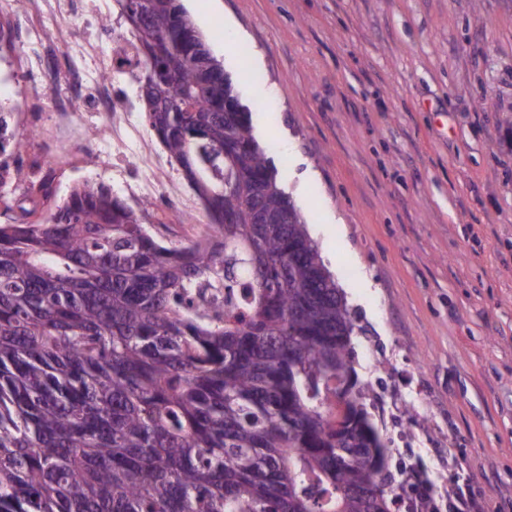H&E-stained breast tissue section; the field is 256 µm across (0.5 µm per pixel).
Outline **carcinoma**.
<instances>
[{"mask_svg": "<svg viewBox=\"0 0 512 512\" xmlns=\"http://www.w3.org/2000/svg\"><path fill=\"white\" fill-rule=\"evenodd\" d=\"M118 5L213 234L163 246L89 182L0 224V512H387L372 388L336 382L354 321L248 111L180 0Z\"/></svg>", "mask_w": 512, "mask_h": 512, "instance_id": "1", "label": "carcinoma"}]
</instances>
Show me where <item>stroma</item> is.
Masks as SVG:
<instances>
[{"mask_svg": "<svg viewBox=\"0 0 512 512\" xmlns=\"http://www.w3.org/2000/svg\"><path fill=\"white\" fill-rule=\"evenodd\" d=\"M242 104L280 186L304 217L356 324L352 365L371 384L370 418L390 471L417 465L436 512L469 488L481 512H512V0H182ZM47 18L42 82L25 49L0 39V105L23 152H0L8 193L50 174L56 200L84 182L110 188L166 246L205 238L211 219L176 220L135 191L146 140L185 182L142 112L138 78L107 95L136 138L102 131L97 94L64 134L56 98L77 83L60 40L112 61L115 0H15ZM259 71L263 86L249 75ZM275 109L257 110L258 98Z\"/></svg>", "mask_w": 512, "mask_h": 512, "instance_id": "1", "label": "stroma"}]
</instances>
